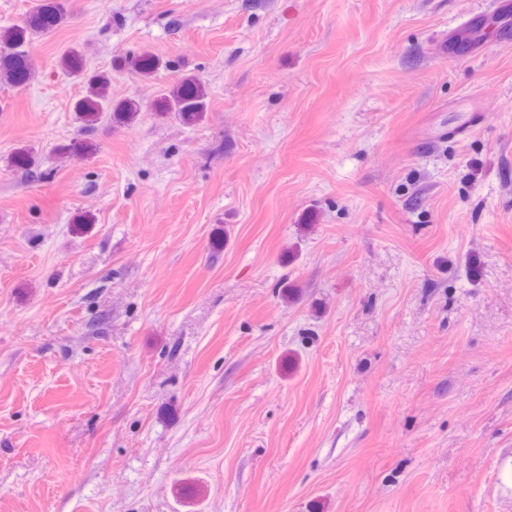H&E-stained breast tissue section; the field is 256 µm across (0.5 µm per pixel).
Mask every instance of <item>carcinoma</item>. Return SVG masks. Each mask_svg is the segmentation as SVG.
<instances>
[{"label":"carcinoma","mask_w":512,"mask_h":512,"mask_svg":"<svg viewBox=\"0 0 512 512\" xmlns=\"http://www.w3.org/2000/svg\"><path fill=\"white\" fill-rule=\"evenodd\" d=\"M66 16V11L59 3L50 6L44 2L38 5L34 15L23 26L12 25L0 30V44L12 50L5 62H0L4 71V79L15 87L27 83L30 77L26 58L19 51L24 44L30 42L34 33L46 34ZM108 80L103 76H95L89 80L86 96L82 99L79 111L92 116L104 112L110 107L107 97ZM201 90L193 83L184 84L175 97L176 111L181 113L195 112L200 106Z\"/></svg>","instance_id":"1"}]
</instances>
